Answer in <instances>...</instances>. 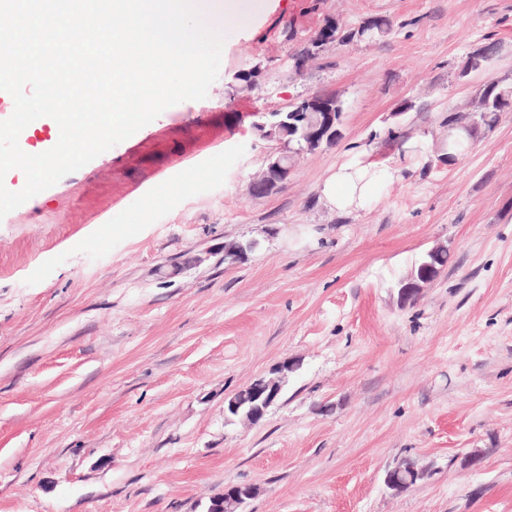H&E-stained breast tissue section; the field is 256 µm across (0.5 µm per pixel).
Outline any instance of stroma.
I'll return each mask as SVG.
<instances>
[{"mask_svg": "<svg viewBox=\"0 0 512 512\" xmlns=\"http://www.w3.org/2000/svg\"><path fill=\"white\" fill-rule=\"evenodd\" d=\"M374 17L384 37L294 73L326 23ZM493 81L512 84V0H279L226 32L206 98L1 218L0 512H205L240 484L245 512H512V111L459 162L442 149ZM315 92L342 98L343 138L253 195L275 148L257 113ZM356 161L400 177L329 209L319 183ZM438 245L447 265L400 305ZM288 360L261 422L225 421ZM406 456L428 475L395 496ZM426 475V471L417 466H395L392 469L387 470L384 478V484L386 488L392 492L397 493V489L400 484L404 483L406 476L409 477V481L414 480V485L421 481ZM394 491V492H393Z\"/></svg>", "mask_w": 512, "mask_h": 512, "instance_id": "obj_1", "label": "stroma"}]
</instances>
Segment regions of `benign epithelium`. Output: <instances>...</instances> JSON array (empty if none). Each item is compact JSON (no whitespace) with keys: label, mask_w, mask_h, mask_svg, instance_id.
<instances>
[{"label":"benign epithelium","mask_w":512,"mask_h":512,"mask_svg":"<svg viewBox=\"0 0 512 512\" xmlns=\"http://www.w3.org/2000/svg\"><path fill=\"white\" fill-rule=\"evenodd\" d=\"M255 127L266 135V128L277 127L283 130L286 138L277 140L278 147L266 160V167L251 185V191L263 195L273 186L285 181L291 172L287 160L293 158L296 149L291 145L295 138L306 141L307 146L319 147L323 143L336 140V113L332 111L330 98L312 94L301 98V102L291 112H261ZM437 251L428 252L429 260L420 265L419 278L399 288V298L404 304L414 296H419L423 285L435 279L434 262ZM297 365L284 362L273 370L270 376H260L253 380V389L248 401L243 402L232 396L224 402V418L234 419L243 424L255 425L265 417L268 410L281 398L283 389L288 382L289 374L296 371ZM426 471L416 466H396L387 470L384 478L386 488L397 491L404 479L416 482L422 480ZM255 494L250 485H236L224 490V494L211 500L206 512H238L239 506Z\"/></svg>","instance_id":"7a95c632"}]
</instances>
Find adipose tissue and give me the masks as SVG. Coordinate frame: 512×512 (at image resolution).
Instances as JSON below:
<instances>
[{"instance_id":"obj_1","label":"adipose tissue","mask_w":512,"mask_h":512,"mask_svg":"<svg viewBox=\"0 0 512 512\" xmlns=\"http://www.w3.org/2000/svg\"><path fill=\"white\" fill-rule=\"evenodd\" d=\"M395 170L372 169L354 163L340 165L320 184L319 194L329 207L341 212L365 207L374 195L377 183L392 180Z\"/></svg>"}]
</instances>
